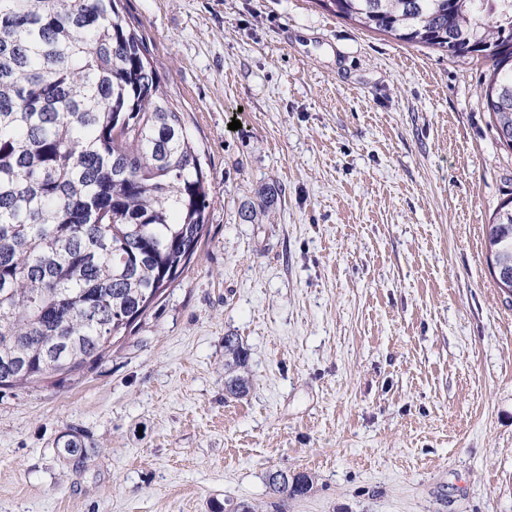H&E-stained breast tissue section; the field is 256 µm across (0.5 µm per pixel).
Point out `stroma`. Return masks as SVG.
<instances>
[{"mask_svg":"<svg viewBox=\"0 0 512 512\" xmlns=\"http://www.w3.org/2000/svg\"><path fill=\"white\" fill-rule=\"evenodd\" d=\"M118 8L201 155L207 223L102 360L0 387V512H512V302L485 245L512 152L489 62L318 0ZM72 434L85 456L59 452ZM271 469L312 486L278 505ZM224 387L228 394L243 397L248 394L251 381L247 372L249 353L238 336L224 337Z\"/></svg>","mask_w":512,"mask_h":512,"instance_id":"stroma-1","label":"stroma"}]
</instances>
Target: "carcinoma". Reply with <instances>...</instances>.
<instances>
[{
  "mask_svg": "<svg viewBox=\"0 0 512 512\" xmlns=\"http://www.w3.org/2000/svg\"><path fill=\"white\" fill-rule=\"evenodd\" d=\"M340 18L492 72L483 101L512 150V0H318ZM117 0H0V377L36 384L100 361L199 244L209 193L181 113ZM512 273V198L487 229ZM224 387L249 353L224 337ZM293 498L311 477L267 474Z\"/></svg>",
  "mask_w": 512,
  "mask_h": 512,
  "instance_id": "1",
  "label": "carcinoma"
}]
</instances>
